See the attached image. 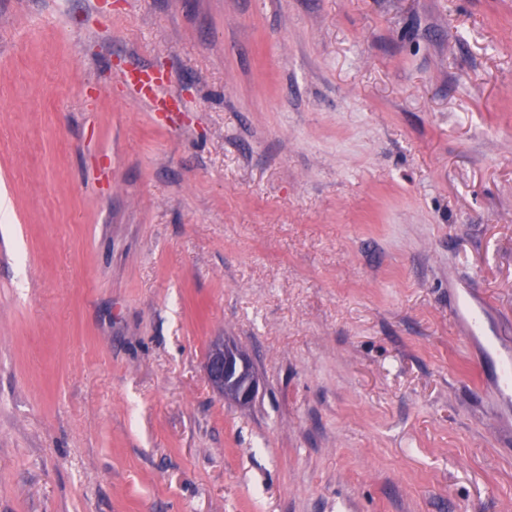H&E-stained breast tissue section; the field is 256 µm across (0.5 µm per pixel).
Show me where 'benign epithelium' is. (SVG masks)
Masks as SVG:
<instances>
[{
	"instance_id": "obj_1",
	"label": "benign epithelium",
	"mask_w": 512,
	"mask_h": 512,
	"mask_svg": "<svg viewBox=\"0 0 512 512\" xmlns=\"http://www.w3.org/2000/svg\"><path fill=\"white\" fill-rule=\"evenodd\" d=\"M205 373L213 390L221 395L230 391L241 404L255 395L257 380L251 362L230 346L219 343L209 348Z\"/></svg>"
}]
</instances>
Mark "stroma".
Returning a JSON list of instances; mask_svg holds the SVG:
<instances>
[{"instance_id":"35a3bbf8","label":"stroma","mask_w":512,"mask_h":512,"mask_svg":"<svg viewBox=\"0 0 512 512\" xmlns=\"http://www.w3.org/2000/svg\"><path fill=\"white\" fill-rule=\"evenodd\" d=\"M1 192L0 512H512V0H0ZM165 76L155 70L140 71L135 81L139 100L148 103L154 112L181 111L185 104L176 94L166 90ZM457 314L466 321L470 336H487L493 329L486 320L480 305L469 296H462L457 302ZM205 373L213 390L222 396L232 391L240 404L249 403L255 395L257 380L251 362L224 343L209 348Z\"/></svg>"}]
</instances>
